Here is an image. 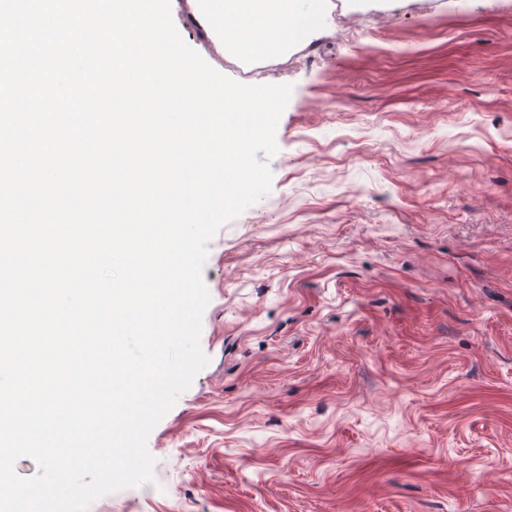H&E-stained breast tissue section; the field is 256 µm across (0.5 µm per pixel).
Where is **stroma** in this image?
Wrapping results in <instances>:
<instances>
[{
	"mask_svg": "<svg viewBox=\"0 0 512 512\" xmlns=\"http://www.w3.org/2000/svg\"><path fill=\"white\" fill-rule=\"evenodd\" d=\"M211 239L154 481L87 512H512V0H337Z\"/></svg>",
	"mask_w": 512,
	"mask_h": 512,
	"instance_id": "1",
	"label": "stroma"
}]
</instances>
